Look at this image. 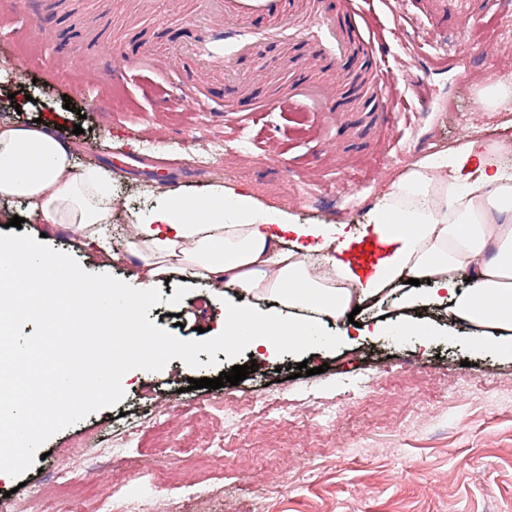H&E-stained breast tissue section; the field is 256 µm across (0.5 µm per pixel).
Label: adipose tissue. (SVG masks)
<instances>
[{
	"label": "adipose tissue",
	"mask_w": 512,
	"mask_h": 512,
	"mask_svg": "<svg viewBox=\"0 0 512 512\" xmlns=\"http://www.w3.org/2000/svg\"><path fill=\"white\" fill-rule=\"evenodd\" d=\"M496 150L469 142L416 161L391 182L389 206H375L364 232L389 238L391 248L368 278L343 261L347 243L332 224H296L288 212L271 211L253 195L221 184L205 201L167 196L149 216L136 217L129 253L135 259L125 285L99 282L101 303L148 304L152 289L172 275L207 288H237L224 304V348L272 352L276 317L258 299L336 320L354 308L371 309L408 279L431 281L451 300L452 315L478 327L503 330L499 344L512 352V175L502 174ZM455 175H448V168ZM422 197L426 206L411 205ZM0 198L26 201L29 212L52 228L84 231L111 223L112 173L98 168L74 174L71 149L40 126L0 119ZM325 253L334 278L313 275L310 251ZM471 279L460 288L461 276ZM315 319L294 324L298 344L319 345Z\"/></svg>",
	"instance_id": "obj_1"
}]
</instances>
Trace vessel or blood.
I'll use <instances>...</instances> for the list:
<instances>
[{
  "label": "vessel or blood",
  "instance_id": "vessel-or-blood-1",
  "mask_svg": "<svg viewBox=\"0 0 512 512\" xmlns=\"http://www.w3.org/2000/svg\"><path fill=\"white\" fill-rule=\"evenodd\" d=\"M196 9L181 17L179 24L157 14L156 0H139V11L153 22L164 41L161 46L133 43L125 51V68L147 67L165 75L172 64L189 61L185 80L192 88L187 106L194 112H220L225 92L241 88L237 69L240 57L250 54L264 39L301 44L308 52L302 68L332 63L354 53L368 61L370 85L363 94V106L371 118L382 119L388 106L384 90L391 85L392 71L383 66L388 44L364 40L360 32L343 26L325 7V0H297L284 10L282 0H197ZM496 0H413L420 17L431 31L453 32L461 23L485 26L495 15ZM388 242L377 236L351 244L346 255L358 267L370 265L386 250Z\"/></svg>",
  "mask_w": 512,
  "mask_h": 512
}]
</instances>
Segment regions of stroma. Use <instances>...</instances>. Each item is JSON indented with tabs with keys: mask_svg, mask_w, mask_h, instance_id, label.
Returning a JSON list of instances; mask_svg holds the SVG:
<instances>
[{
	"mask_svg": "<svg viewBox=\"0 0 512 512\" xmlns=\"http://www.w3.org/2000/svg\"><path fill=\"white\" fill-rule=\"evenodd\" d=\"M56 2L83 43L66 56L38 39L27 0H0V117L22 126L39 118L70 135L75 174L111 170L119 205L101 239L115 256L112 265L97 263L96 246L84 236L68 230L45 235L32 218L22 224L23 232L44 237L88 272L129 280L126 229L171 191L196 200L221 183L290 211L299 224L356 227L381 203L392 178L418 158L472 135L487 146L512 140V112L494 111L474 80L480 74L512 87V0H498L487 44H474L479 66L453 62L454 37L433 34L409 15L406 0H376L385 38L394 45L390 66L400 93L378 125L361 110L360 90L368 79L361 60L297 70L284 66L283 57L302 56V47L286 51L275 41L259 44L240 61L251 96L238 100L229 116L185 111L188 91L148 70L103 83L94 76L98 57L121 56L133 37L155 41V28L134 23L129 12L106 0ZM94 25L111 29V42H92ZM258 70L265 77L256 84ZM329 75L343 93L322 111L248 109L250 100L274 101L292 83ZM214 141L223 142V154L199 163ZM135 155H167L180 159L182 169L133 176L122 163ZM377 162L385 173L375 180L369 168ZM160 291L162 302L148 317L181 340L198 339L202 327L218 335L224 301L237 294L233 287L205 288L179 277ZM413 293L409 311L431 330L424 342L374 332V323L399 320L406 311L397 292L357 315L367 333H349L343 322L322 319L320 332L330 340L324 348L289 341L288 327L303 313L279 309L275 353L258 359L256 371L236 386L193 390L189 382L216 378L249 363V355L232 361L220 351L212 367V357L202 352L197 369L175 358L158 372L130 370L121 380L123 400L48 439L22 480H0V497L24 500L20 481L51 482L61 465L82 470L114 497H137L144 512H512V353L499 348L495 330L455 321L448 299L433 300L429 284ZM303 361L314 375L297 376ZM455 391L464 403L449 400ZM231 398L274 409L225 424L224 455L194 500L168 496L149 469L113 484L111 463L96 458V442L111 437L116 420L139 426V410L162 409L169 439L147 454L167 476L183 480L180 447L211 430L199 406Z\"/></svg>",
	"mask_w": 512,
	"mask_h": 512,
	"instance_id": "stroma-1",
	"label": "stroma"
}]
</instances>
